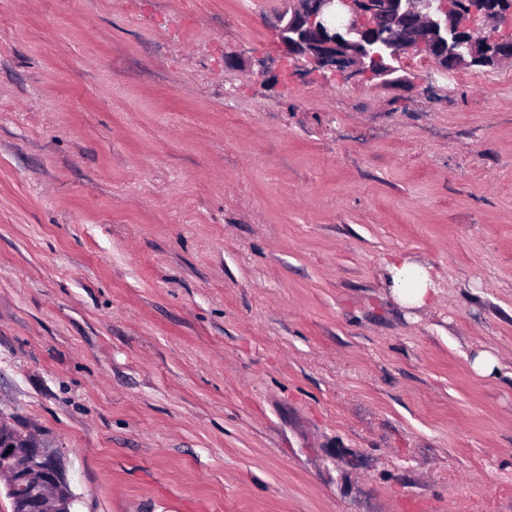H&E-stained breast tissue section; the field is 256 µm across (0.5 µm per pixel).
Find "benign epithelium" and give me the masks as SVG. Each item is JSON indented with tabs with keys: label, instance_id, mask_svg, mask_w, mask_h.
Here are the masks:
<instances>
[{
	"label": "benign epithelium",
	"instance_id": "1",
	"mask_svg": "<svg viewBox=\"0 0 512 512\" xmlns=\"http://www.w3.org/2000/svg\"><path fill=\"white\" fill-rule=\"evenodd\" d=\"M403 0H288L277 19L276 32L290 56H303L331 74L351 77L357 73L384 77L390 70L371 68L362 59L339 49L336 40L346 43L367 39L378 17L386 15L404 22L412 14L426 18L427 24L410 27V52L428 49L436 43L444 52L433 57L441 70H460L483 62L487 44L512 45V0H428L426 9H402ZM0 426V476L11 503V512H69L71 490L58 452L44 441L18 443L17 430Z\"/></svg>",
	"mask_w": 512,
	"mask_h": 512
}]
</instances>
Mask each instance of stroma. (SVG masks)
I'll return each instance as SVG.
<instances>
[{"mask_svg":"<svg viewBox=\"0 0 512 512\" xmlns=\"http://www.w3.org/2000/svg\"><path fill=\"white\" fill-rule=\"evenodd\" d=\"M284 6L0 0V415L73 512H512V60L329 79ZM392 293L404 305L411 308L427 307L435 288L428 274L418 265L407 261L388 267Z\"/></svg>","mask_w":512,"mask_h":512,"instance_id":"35a3bbf8","label":"stroma"}]
</instances>
